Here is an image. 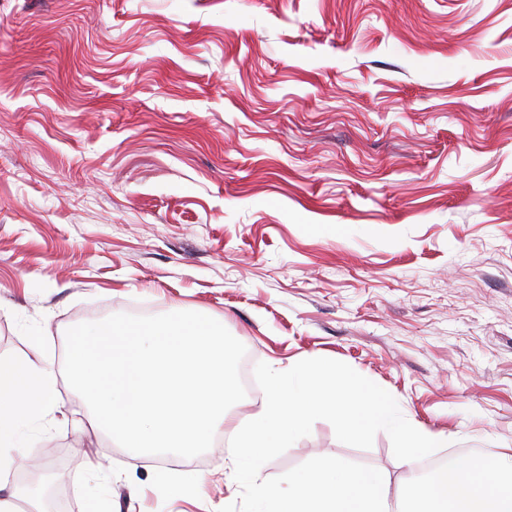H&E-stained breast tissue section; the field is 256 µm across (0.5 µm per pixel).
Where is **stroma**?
<instances>
[{"instance_id": "obj_1", "label": "stroma", "mask_w": 512, "mask_h": 512, "mask_svg": "<svg viewBox=\"0 0 512 512\" xmlns=\"http://www.w3.org/2000/svg\"><path fill=\"white\" fill-rule=\"evenodd\" d=\"M176 308L245 378L338 360L437 457L512 450V0H0V356L55 372L1 491L53 458L61 512L238 498L258 385L185 459L118 446L63 375L68 328ZM317 456L411 474L319 420L262 476Z\"/></svg>"}]
</instances>
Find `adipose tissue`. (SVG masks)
I'll return each mask as SVG.
<instances>
[{
	"instance_id": "1",
	"label": "adipose tissue",
	"mask_w": 512,
	"mask_h": 512,
	"mask_svg": "<svg viewBox=\"0 0 512 512\" xmlns=\"http://www.w3.org/2000/svg\"><path fill=\"white\" fill-rule=\"evenodd\" d=\"M54 383L50 366L0 359V479L22 453L13 442V424L46 415L52 408Z\"/></svg>"
}]
</instances>
